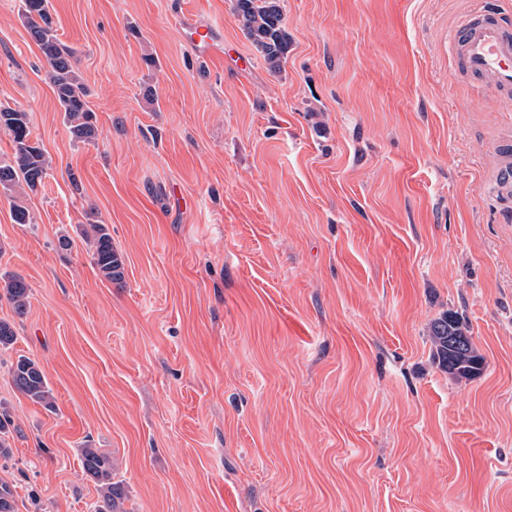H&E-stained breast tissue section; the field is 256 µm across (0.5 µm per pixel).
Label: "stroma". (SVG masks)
<instances>
[{
  "instance_id": "1",
  "label": "stroma",
  "mask_w": 512,
  "mask_h": 512,
  "mask_svg": "<svg viewBox=\"0 0 512 512\" xmlns=\"http://www.w3.org/2000/svg\"><path fill=\"white\" fill-rule=\"evenodd\" d=\"M471 2L280 0L275 69L234 0H49L98 127L79 142L22 0H0V107L49 161L36 190L0 187V285L30 287L21 313L0 288L16 512H93L85 448L126 512H512V112L451 74ZM448 311L473 380L432 359ZM21 355L54 409L14 384ZM84 238L92 241V263L98 272L109 281L122 279L123 261L112 247V237L106 224L89 223Z\"/></svg>"
}]
</instances>
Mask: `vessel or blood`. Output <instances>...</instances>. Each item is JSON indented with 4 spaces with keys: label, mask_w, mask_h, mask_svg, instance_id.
I'll list each match as a JSON object with an SVG mask.
<instances>
[{
    "label": "vessel or blood",
    "mask_w": 512,
    "mask_h": 512,
    "mask_svg": "<svg viewBox=\"0 0 512 512\" xmlns=\"http://www.w3.org/2000/svg\"><path fill=\"white\" fill-rule=\"evenodd\" d=\"M448 50L498 99H512V22L495 8L467 13L449 31Z\"/></svg>",
    "instance_id": "obj_1"
}]
</instances>
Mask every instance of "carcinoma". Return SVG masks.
Listing matches in <instances>:
<instances>
[{
    "mask_svg": "<svg viewBox=\"0 0 512 512\" xmlns=\"http://www.w3.org/2000/svg\"><path fill=\"white\" fill-rule=\"evenodd\" d=\"M280 0H236L235 12L248 36L264 59L280 66L288 49V31L284 24ZM23 16L49 66V79L58 102L65 112L72 137L89 142L98 136L94 114L85 100L86 90L78 74L70 49L53 28L49 0H23ZM0 130L8 133L13 154L9 163H0V185L37 188L47 175L48 162L40 146L30 140L27 113L10 107L0 108ZM84 238L92 241V263L109 281L122 279L123 261L112 247V237L105 224H89ZM7 299L18 312L25 310L29 287L20 277L4 285ZM433 358L455 379H471L484 369V358L473 347L471 337L453 313L436 320L431 328ZM12 378L30 401L53 407L48 380L32 359L18 357ZM83 473L98 486L99 501L95 512H127L117 484L112 482V458L97 448H84L81 454Z\"/></svg>",
    "mask_w": 512,
    "mask_h": 512,
    "instance_id": "1",
    "label": "carcinoma"
}]
</instances>
